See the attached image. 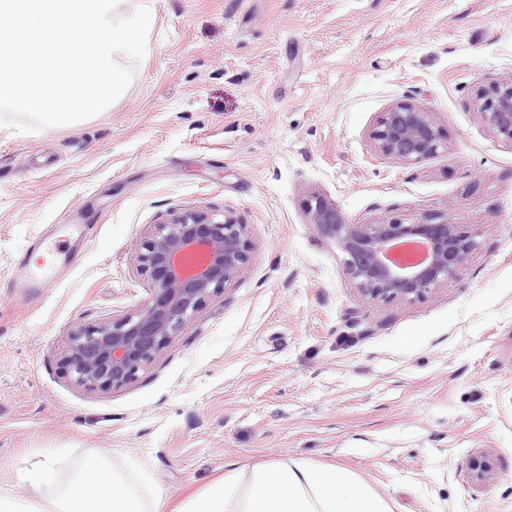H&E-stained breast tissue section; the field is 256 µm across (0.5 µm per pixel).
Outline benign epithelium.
<instances>
[{
	"label": "benign epithelium",
	"mask_w": 512,
	"mask_h": 512,
	"mask_svg": "<svg viewBox=\"0 0 512 512\" xmlns=\"http://www.w3.org/2000/svg\"><path fill=\"white\" fill-rule=\"evenodd\" d=\"M474 106L494 135L512 143V80L479 85ZM369 139L377 154L405 164L422 163L446 146L431 113L406 103L382 113ZM305 214L307 223L338 243L346 275L368 303L423 299L458 276L476 247L467 229L442 216L350 224L320 195L308 200ZM250 253L246 226L231 211L220 220L204 210L169 214L132 255L133 267L149 285L148 299L95 324L72 326L61 351L63 374L100 392L132 383L244 271ZM468 469L479 483L491 479V455H472Z\"/></svg>",
	"instance_id": "obj_1"
}]
</instances>
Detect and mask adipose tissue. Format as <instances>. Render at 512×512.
Listing matches in <instances>:
<instances>
[{
	"mask_svg": "<svg viewBox=\"0 0 512 512\" xmlns=\"http://www.w3.org/2000/svg\"><path fill=\"white\" fill-rule=\"evenodd\" d=\"M24 497L0 494V512H159L156 498L142 494L96 452L67 480L45 456L21 473ZM184 512H388L385 502L346 471L275 463L248 481L231 476L189 501Z\"/></svg>",
	"mask_w": 512,
	"mask_h": 512,
	"instance_id": "ef3b65f1",
	"label": "adipose tissue"
}]
</instances>
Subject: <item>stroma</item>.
Instances as JSON below:
<instances>
[{"label": "stroma", "instance_id": "stroma-1", "mask_svg": "<svg viewBox=\"0 0 512 512\" xmlns=\"http://www.w3.org/2000/svg\"><path fill=\"white\" fill-rule=\"evenodd\" d=\"M151 49L88 120L0 126V492L96 450L148 475L163 512L224 477L301 461L349 471L391 512H512V144L473 107L512 79V0H150ZM432 112L435 157L379 156L398 103ZM320 193L352 224L424 214L464 225L466 269L420 301L365 302ZM234 212L243 273L127 386L60 368L68 329L134 309L136 245L170 212ZM93 224L51 287L19 263L56 224ZM495 471L475 484L469 457Z\"/></svg>", "mask_w": 512, "mask_h": 512}]
</instances>
